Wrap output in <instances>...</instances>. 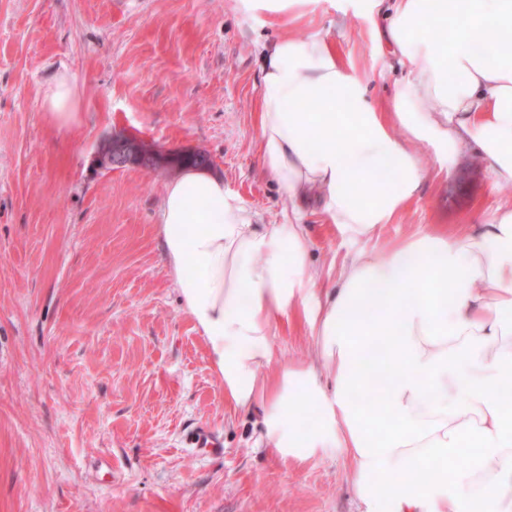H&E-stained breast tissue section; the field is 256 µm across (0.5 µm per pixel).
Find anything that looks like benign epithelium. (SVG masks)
<instances>
[{"mask_svg":"<svg viewBox=\"0 0 512 512\" xmlns=\"http://www.w3.org/2000/svg\"><path fill=\"white\" fill-rule=\"evenodd\" d=\"M183 159L180 151H165L140 137L124 135L112 139V143L101 150L98 164L105 169L140 166L174 171Z\"/></svg>","mask_w":512,"mask_h":512,"instance_id":"1","label":"benign epithelium"}]
</instances>
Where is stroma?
I'll use <instances>...</instances> for the list:
<instances>
[{
	"mask_svg": "<svg viewBox=\"0 0 512 512\" xmlns=\"http://www.w3.org/2000/svg\"><path fill=\"white\" fill-rule=\"evenodd\" d=\"M372 0H303L272 25L237 0H0V512H355L340 449L305 461L262 447L261 416L232 415L224 380L163 257L158 214L172 172L101 169L112 136L209 155L256 212L285 202L259 154L260 46L321 31L387 101L404 67L369 22ZM64 77L80 104L45 120ZM419 201L370 242L306 205L309 262L335 287L346 258L386 255L419 231L487 219L512 193L460 155L449 176L428 150ZM273 375L314 360L304 311L278 317ZM223 454L195 448L197 430ZM78 104L77 90L64 78L57 80L53 86L49 87L42 99L43 111L48 123L58 129L71 125L75 119Z\"/></svg>",
	"mask_w": 512,
	"mask_h": 512,
	"instance_id": "obj_1",
	"label": "stroma"
}]
</instances>
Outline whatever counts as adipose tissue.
I'll use <instances>...</instances> for the list:
<instances>
[{"instance_id": "1", "label": "adipose tissue", "mask_w": 512, "mask_h": 512, "mask_svg": "<svg viewBox=\"0 0 512 512\" xmlns=\"http://www.w3.org/2000/svg\"><path fill=\"white\" fill-rule=\"evenodd\" d=\"M407 72L386 109L319 33L264 47L261 159L288 202L260 223L222 177L186 168L165 186L159 233L187 313L234 410L260 409L261 439L302 461L341 449L360 512H512V203L464 230L410 235L387 256L359 250L338 287L316 293L301 205L372 240L428 177L416 144L450 171L460 151L512 186V0H376ZM310 102L309 112L295 111ZM75 87L42 99L69 127ZM405 139H397L394 129ZM302 308L319 359L268 378L277 316ZM383 371V417L354 402ZM320 415L304 423V409ZM467 467L449 469L464 447Z\"/></svg>"}]
</instances>
